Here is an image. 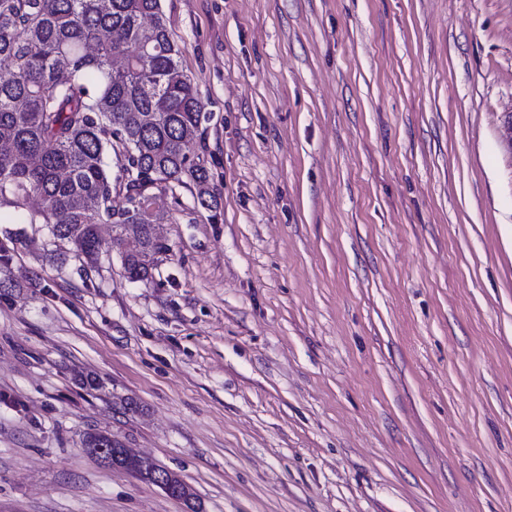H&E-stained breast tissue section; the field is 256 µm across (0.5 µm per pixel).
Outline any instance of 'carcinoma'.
<instances>
[{
    "mask_svg": "<svg viewBox=\"0 0 512 512\" xmlns=\"http://www.w3.org/2000/svg\"><path fill=\"white\" fill-rule=\"evenodd\" d=\"M180 54L160 0H0V207L46 225L92 268L114 252L128 279L149 280L169 251L154 225L169 213L133 201L189 182L201 206L214 200L188 149L205 115ZM110 151L124 156L116 178ZM101 224L112 225L108 241ZM82 444L124 447L96 431ZM119 463L151 483L160 468L136 456Z\"/></svg>",
    "mask_w": 512,
    "mask_h": 512,
    "instance_id": "obj_1",
    "label": "carcinoma"
}]
</instances>
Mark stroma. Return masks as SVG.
Instances as JSON below:
<instances>
[{"instance_id": "1", "label": "stroma", "mask_w": 512, "mask_h": 512, "mask_svg": "<svg viewBox=\"0 0 512 512\" xmlns=\"http://www.w3.org/2000/svg\"><path fill=\"white\" fill-rule=\"evenodd\" d=\"M161 4L217 203L144 282L0 209V512H512V0ZM82 444L90 453V448H92L94 456L103 466L109 469H121L116 462V458H119V455L113 457L112 451L107 448H124V444L115 436H112L111 433L86 432L83 435ZM124 450L128 453L125 448ZM119 463L125 471L131 473L139 479L151 482L154 485L155 482L153 479V473L157 469L164 468L150 458L136 456L123 457L121 460H119Z\"/></svg>"}]
</instances>
